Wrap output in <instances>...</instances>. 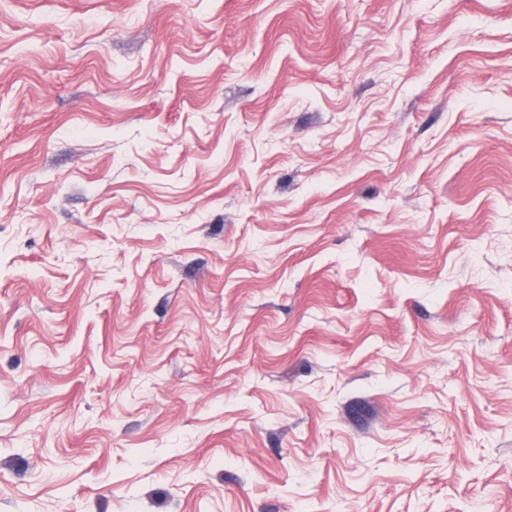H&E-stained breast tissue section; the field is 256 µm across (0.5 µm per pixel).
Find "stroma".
I'll return each mask as SVG.
<instances>
[{"label": "stroma", "instance_id": "35a3bbf8", "mask_svg": "<svg viewBox=\"0 0 512 512\" xmlns=\"http://www.w3.org/2000/svg\"><path fill=\"white\" fill-rule=\"evenodd\" d=\"M0 512H512V0H0Z\"/></svg>", "mask_w": 512, "mask_h": 512}]
</instances>
